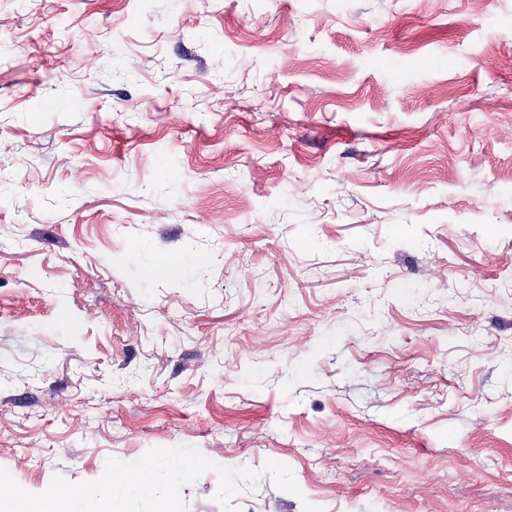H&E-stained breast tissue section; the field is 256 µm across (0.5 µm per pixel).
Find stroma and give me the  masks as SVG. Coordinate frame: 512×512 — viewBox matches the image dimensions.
<instances>
[{
	"instance_id": "stroma-1",
	"label": "stroma",
	"mask_w": 512,
	"mask_h": 512,
	"mask_svg": "<svg viewBox=\"0 0 512 512\" xmlns=\"http://www.w3.org/2000/svg\"><path fill=\"white\" fill-rule=\"evenodd\" d=\"M178 446L512 512V0H0V467Z\"/></svg>"
}]
</instances>
